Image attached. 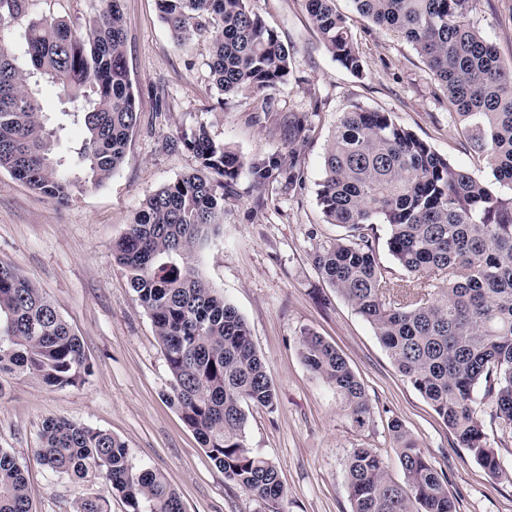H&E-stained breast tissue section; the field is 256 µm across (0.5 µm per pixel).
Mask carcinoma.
<instances>
[{
	"mask_svg": "<svg viewBox=\"0 0 512 512\" xmlns=\"http://www.w3.org/2000/svg\"><path fill=\"white\" fill-rule=\"evenodd\" d=\"M249 0H157L173 40L209 43L205 65L218 101L229 108L287 81L288 48ZM323 46L359 76L363 63L336 0H304ZM358 13L401 35L445 87L451 116L468 146L487 162L489 184L456 167L389 112L343 113L324 156L318 203L345 229L316 249L314 264L374 329L401 375L430 404L462 447L492 478L497 452L477 412L512 437V66L470 22L473 0H352ZM31 0H0V169L57 203L112 177L125 162L139 119L125 57L122 0H100L84 28L61 16L33 18ZM24 25L30 68L17 64L9 36ZM57 87L62 112L86 135L70 159L56 156L31 73ZM199 162L150 194L127 233L113 244L130 287L150 315L171 378V403L207 448L224 479L258 501L280 502L276 465L244 442L249 406L272 409L276 390L236 308L194 266L196 253L224 223V197L239 174L263 187L301 184L295 152L245 161L204 126L180 138ZM386 226V247L408 274L385 275L367 233ZM304 364L363 426L370 407L339 351L310 331L298 339ZM91 373L79 337L53 304L15 268L0 265V389L24 374L50 388L76 387ZM403 481L377 448L348 459L352 512H456L454 497L398 418L388 423ZM37 449L51 472L84 479L99 470L126 512H185L164 476L136 468L127 446L103 430L47 417ZM0 512H33L24 470L0 448ZM73 512H107L103 497L81 498Z\"/></svg>",
	"mask_w": 512,
	"mask_h": 512,
	"instance_id": "carcinoma-1",
	"label": "carcinoma"
}]
</instances>
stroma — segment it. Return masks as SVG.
Here are the masks:
<instances>
[{
  "label": "stroma",
  "mask_w": 512,
  "mask_h": 512,
  "mask_svg": "<svg viewBox=\"0 0 512 512\" xmlns=\"http://www.w3.org/2000/svg\"><path fill=\"white\" fill-rule=\"evenodd\" d=\"M287 45L285 83L270 90L271 109L252 101L224 108L204 64L206 43L177 45L156 0H123L129 78L141 113L127 159L102 186L59 205L0 170V262L42 289L79 336L92 367L85 383L54 389L25 376L0 386V448L24 468L34 512H72L81 497L102 496L108 512H126L100 473L74 480L50 473L37 454L49 416L99 428L125 442L134 466L162 474L185 512H351L347 462L352 448L384 451L394 478L402 472L388 429L399 418L448 480L457 512H512V439L480 415L502 478H490L456 441L421 394L399 373L372 327L322 277L318 247L343 235L318 204L324 155L344 112L360 106L393 118L457 167L485 182L486 162L461 145L448 100L413 46L336 0L363 61L354 76L320 43L304 0H250ZM470 19L512 63V0H473ZM309 132L288 140V118ZM247 163L296 149L303 184L259 190L241 175L224 200V224L198 251L199 274L243 316L277 392L274 409L250 408L245 444L271 459L286 489L278 507L257 502L225 481L207 449L169 402L170 375L152 320L129 284L112 245L154 190L197 168L178 143L198 126ZM334 345L362 383L371 416L355 424L332 389L302 362L301 332Z\"/></svg>",
  "instance_id": "1"
}]
</instances>
